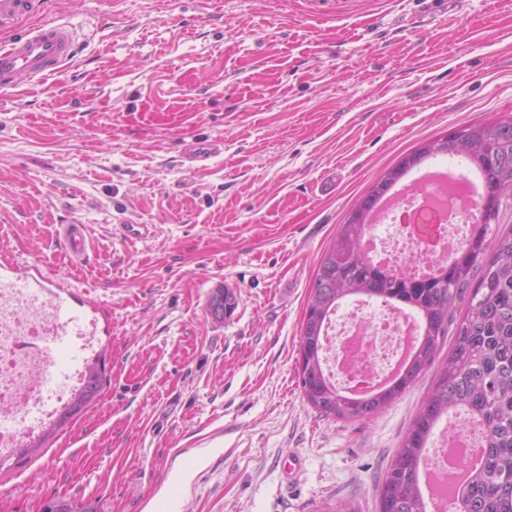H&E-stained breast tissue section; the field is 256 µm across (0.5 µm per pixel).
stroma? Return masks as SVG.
I'll use <instances>...</instances> for the list:
<instances>
[{"mask_svg":"<svg viewBox=\"0 0 512 512\" xmlns=\"http://www.w3.org/2000/svg\"><path fill=\"white\" fill-rule=\"evenodd\" d=\"M81 28L63 73L0 90V266L87 289L108 383L0 474V512H379L434 383L370 417L303 400L319 259L385 170L512 113V0H45ZM220 139L207 162L184 143ZM64 224L93 248L70 258ZM127 224L152 234L129 239ZM218 287L238 297L215 322ZM44 500L41 506V512H98L97 502L92 499L74 500L64 496L52 495Z\"/></svg>","mask_w":512,"mask_h":512,"instance_id":"35a3bbf8","label":"stroma"}]
</instances>
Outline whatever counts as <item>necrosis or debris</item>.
<instances>
[{
    "mask_svg": "<svg viewBox=\"0 0 512 512\" xmlns=\"http://www.w3.org/2000/svg\"><path fill=\"white\" fill-rule=\"evenodd\" d=\"M442 193V184L434 181L422 195L396 201L393 221L364 240L370 259L406 273L445 264L447 244L468 234V212L459 210L454 223L440 222L437 204ZM418 336V325L399 307L353 306L325 325V373L342 392L363 391L392 374ZM64 344L79 350L78 359L65 369L57 367L54 358L55 349ZM93 348L92 321L71 331L46 294L0 288V455L36 438L63 412L83 384L84 364ZM480 444V430L464 427L459 417L440 421L426 468L433 490L429 512H448L454 501L448 492L455 484L452 468L464 460L465 449Z\"/></svg>",
    "mask_w": 512,
    "mask_h": 512,
    "instance_id": "1",
    "label": "necrosis or debris"
}]
</instances>
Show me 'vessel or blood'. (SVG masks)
Wrapping results in <instances>:
<instances>
[{"instance_id":"obj_1","label":"vessel or blood","mask_w":512,"mask_h":512,"mask_svg":"<svg viewBox=\"0 0 512 512\" xmlns=\"http://www.w3.org/2000/svg\"><path fill=\"white\" fill-rule=\"evenodd\" d=\"M39 0H0V33H10L7 44L0 46V88L15 87L21 79L41 81L56 76L73 59L78 44L75 27L63 20L44 21L35 26L21 27V20L31 14ZM224 142L220 139H201L191 142L187 156L204 161L221 154ZM69 256L83 259L91 240L86 225L65 224L59 233ZM48 288L52 298L69 293L68 282H48L38 268L13 267L0 271V288Z\"/></svg>"}]
</instances>
